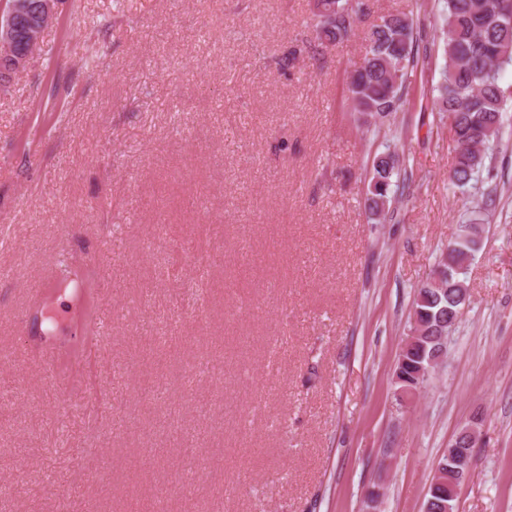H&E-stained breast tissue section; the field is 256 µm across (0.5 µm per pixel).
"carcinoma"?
<instances>
[{"label":"carcinoma","instance_id":"obj_1","mask_svg":"<svg viewBox=\"0 0 512 512\" xmlns=\"http://www.w3.org/2000/svg\"><path fill=\"white\" fill-rule=\"evenodd\" d=\"M322 14L310 21L321 43L332 44L355 33L366 5L361 0H321ZM419 28L405 13L383 15L366 32L362 64L346 84L347 98L363 123L400 110L403 90L417 65ZM445 63L438 87L439 111L448 113L453 129L454 161L450 183L457 188L475 184L487 158L486 147L503 134L504 114L512 101V82L505 81L512 66V0H445L442 25ZM399 155L385 147L372 159L366 209L374 219L386 216L400 189ZM481 228L468 224L448 246V262H439L440 278L430 277L413 301L419 337L405 344L394 370L400 388L417 385L419 372L447 351L440 336L448 333V319L460 318L467 286L464 269L479 248ZM429 486L426 512H453L463 475L441 459Z\"/></svg>","mask_w":512,"mask_h":512}]
</instances>
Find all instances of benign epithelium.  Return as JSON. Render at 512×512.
I'll return each mask as SVG.
<instances>
[{
	"label": "benign epithelium",
	"instance_id": "obj_1",
	"mask_svg": "<svg viewBox=\"0 0 512 512\" xmlns=\"http://www.w3.org/2000/svg\"><path fill=\"white\" fill-rule=\"evenodd\" d=\"M59 0H3L0 71L9 80L24 72L56 15Z\"/></svg>",
	"mask_w": 512,
	"mask_h": 512
}]
</instances>
